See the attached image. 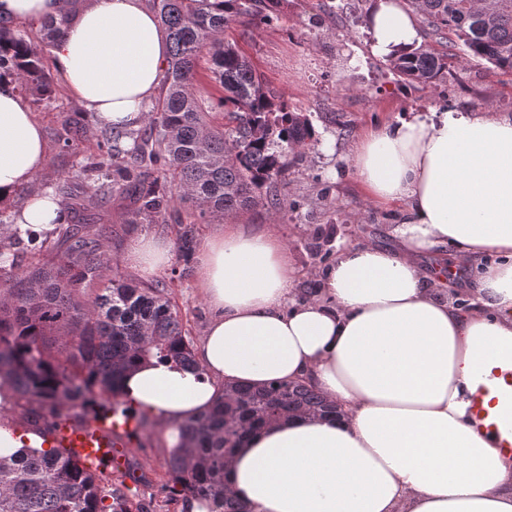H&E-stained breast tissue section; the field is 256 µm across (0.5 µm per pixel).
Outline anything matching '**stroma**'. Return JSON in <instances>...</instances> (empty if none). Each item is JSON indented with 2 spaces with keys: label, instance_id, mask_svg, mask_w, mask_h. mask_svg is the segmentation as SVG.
Instances as JSON below:
<instances>
[{
  "label": "stroma",
  "instance_id": "obj_1",
  "mask_svg": "<svg viewBox=\"0 0 512 512\" xmlns=\"http://www.w3.org/2000/svg\"><path fill=\"white\" fill-rule=\"evenodd\" d=\"M373 0H288L279 18L250 26H233L230 35L269 86L281 93L291 111L307 115L315 137L304 158L282 176L283 212L260 204L234 213L235 223L268 228L285 242L301 279L296 290L317 288L316 274L348 244L394 243L390 230L399 212L377 204L351 168L353 146L370 127L402 117L448 109L470 116L488 112L512 116V76L499 74L485 61L456 52L448 58V77L424 89L401 81L371 50L365 15ZM51 100L31 103L48 145L47 162L35 185L62 181L72 158L59 136L66 114L76 106L62 82ZM126 201L104 200L94 211L96 227L107 234L113 271L131 281L139 274L124 261L129 241L142 235L175 241L176 224H136L119 235L112 225L125 219ZM171 270L158 274L168 282L192 341H199L211 312L197 288L196 262L175 258ZM171 448L158 417H151L133 439L126 470L113 477L146 512H184L182 497L169 491Z\"/></svg>",
  "mask_w": 512,
  "mask_h": 512
}]
</instances>
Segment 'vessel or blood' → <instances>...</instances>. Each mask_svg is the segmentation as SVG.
Instances as JSON below:
<instances>
[{
	"label": "vessel or blood",
	"mask_w": 512,
	"mask_h": 512,
	"mask_svg": "<svg viewBox=\"0 0 512 512\" xmlns=\"http://www.w3.org/2000/svg\"><path fill=\"white\" fill-rule=\"evenodd\" d=\"M498 398H485L476 395L471 404L472 416L490 427H503L505 438L500 443L503 451L512 453V417L500 415ZM134 425L130 422L118 423L99 417H89L85 423L78 424L67 417L59 416L45 444L50 448H59L84 470L91 474L100 473L104 464L120 468L126 460L127 450L131 446L130 435Z\"/></svg>",
	"instance_id": "1"
}]
</instances>
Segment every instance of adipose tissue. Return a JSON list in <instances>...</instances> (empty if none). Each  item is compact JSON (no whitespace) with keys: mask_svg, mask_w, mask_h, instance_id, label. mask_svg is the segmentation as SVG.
<instances>
[{"mask_svg":"<svg viewBox=\"0 0 512 512\" xmlns=\"http://www.w3.org/2000/svg\"><path fill=\"white\" fill-rule=\"evenodd\" d=\"M63 0H0V16L40 24ZM372 49L381 56L419 35L406 0H375ZM168 36L145 0H85L52 51L72 101L100 125L142 122L164 76ZM41 125L14 79L0 81V202L24 187L20 231L64 220L33 187L45 164ZM358 181L404 208L396 244L343 247L318 275L317 296L295 300L299 273L269 230L225 223L203 244L200 291L212 311L197 371L149 361L128 372L123 399L159 417L170 446L225 384L306 381L336 402L337 418L273 424L226 463L227 486L249 512H512V456L469 407L479 372H512V117L448 110L362 134ZM476 266L469 310L427 283L423 256L443 249ZM497 263L482 265L484 255ZM126 263L148 279L171 248L133 238Z\"/></svg>","mask_w":512,"mask_h":512,"instance_id":"ef3b65f1","label":"adipose tissue"}]
</instances>
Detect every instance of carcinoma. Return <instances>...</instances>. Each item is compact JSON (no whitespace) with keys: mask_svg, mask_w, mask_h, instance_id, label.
Returning a JSON list of instances; mask_svg holds the SVG:
<instances>
[{"mask_svg":"<svg viewBox=\"0 0 512 512\" xmlns=\"http://www.w3.org/2000/svg\"><path fill=\"white\" fill-rule=\"evenodd\" d=\"M41 24L37 46L29 32L0 17V77H13L37 101L49 99L46 53L81 0ZM286 0H152L168 31L170 52L159 96L138 130L101 132L99 154L83 155V127L64 120L63 148L76 157L71 175L55 186L77 221L59 227L47 245L27 234L41 260L23 267L0 249V383L28 405V419L65 414L81 420L121 396L123 376L150 360L195 366L192 345L166 285L140 286L115 273L97 234L78 217L118 192L130 201L129 223H179L178 257L194 251L197 225L258 203L281 205L278 177L303 157L313 131L306 115L288 109L237 44L232 23H262ZM424 43L387 57L403 81L427 87L448 75V52L461 48L512 75V0H407ZM208 71L224 90L217 124L192 91L204 49ZM131 147H123L125 141ZM335 402L303 382L235 385L200 417L180 427L172 450L173 494L207 503L209 512H247L225 490V462L261 428L297 417L339 416ZM0 512H130L127 494L103 485L59 449L0 457Z\"/></svg>","mask_w":512,"mask_h":512,"instance_id":"obj_1","label":"carcinoma"}]
</instances>
